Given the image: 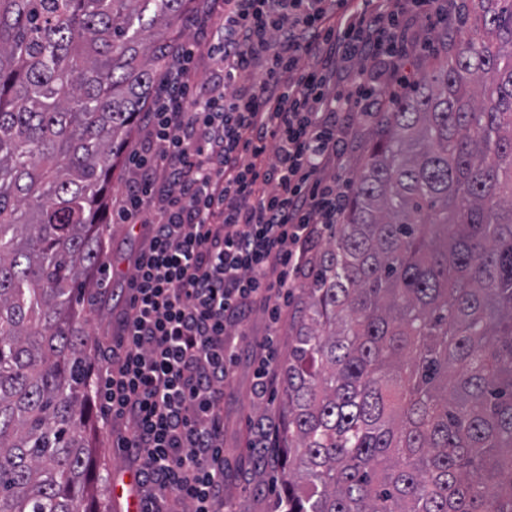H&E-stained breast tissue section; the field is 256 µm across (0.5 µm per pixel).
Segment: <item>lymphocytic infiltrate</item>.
Here are the masks:
<instances>
[{
  "mask_svg": "<svg viewBox=\"0 0 512 512\" xmlns=\"http://www.w3.org/2000/svg\"><path fill=\"white\" fill-rule=\"evenodd\" d=\"M211 77L193 82L198 41L180 43L145 120L148 145L112 213L142 228L127 299L92 395L134 468L142 512H224V386L249 313L269 323L250 396L279 378L274 344L343 195L326 170L342 119L369 117L410 84L413 44L396 0H202ZM381 59L384 85L363 80ZM350 81L347 93L337 92Z\"/></svg>",
  "mask_w": 512,
  "mask_h": 512,
  "instance_id": "f902f5d3",
  "label": "lymphocytic infiltrate"
}]
</instances>
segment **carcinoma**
I'll use <instances>...</instances> for the list:
<instances>
[{
	"label": "carcinoma",
	"instance_id": "carcinoma-1",
	"mask_svg": "<svg viewBox=\"0 0 512 512\" xmlns=\"http://www.w3.org/2000/svg\"><path fill=\"white\" fill-rule=\"evenodd\" d=\"M190 2L0 0V512H108L81 284ZM460 11L303 270L288 512H512V0Z\"/></svg>",
	"mask_w": 512,
	"mask_h": 512
}]
</instances>
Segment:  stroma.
<instances>
[{"label": "stroma", "mask_w": 512, "mask_h": 512, "mask_svg": "<svg viewBox=\"0 0 512 512\" xmlns=\"http://www.w3.org/2000/svg\"><path fill=\"white\" fill-rule=\"evenodd\" d=\"M345 149L335 163L332 173H341L357 178L373 141L361 116H354L348 122ZM141 229L136 224L106 222L104 241L107 265L106 272L100 273L99 285L84 288L81 300L86 307L87 331L91 339V366L100 368L112 325L123 304L125 287L113 282L111 267L128 269L130 256L140 246ZM267 326L265 314L260 311L251 314L247 327L250 341L244 344L235 369L234 378L224 387V457L228 466V479L224 485V503L232 512H274L277 503L278 469L276 460L282 451L270 449L271 464L266 465L263 477H256L251 451L247 444L253 439V426L259 416L278 419L282 416L280 401L281 388H274L269 403L257 405L248 397L255 364L252 350L255 341L261 339ZM91 423L87 435L94 448L93 462L107 485H126L133 471L126 464L124 452L116 447L110 430L100 425L98 403L90 405Z\"/></svg>", "instance_id": "obj_1"}]
</instances>
